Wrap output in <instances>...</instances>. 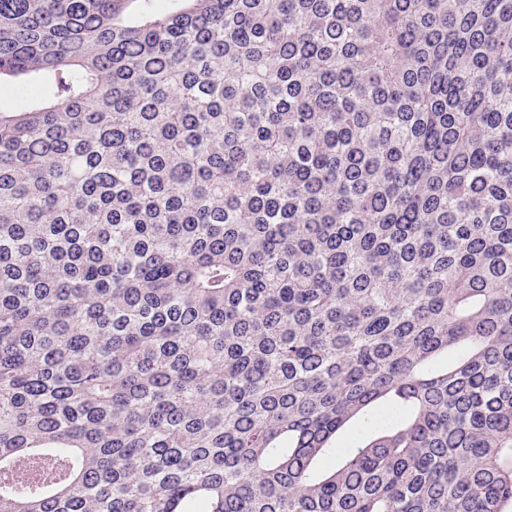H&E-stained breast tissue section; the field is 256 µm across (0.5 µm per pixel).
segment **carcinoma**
Returning <instances> with one entry per match:
<instances>
[{"mask_svg":"<svg viewBox=\"0 0 512 512\" xmlns=\"http://www.w3.org/2000/svg\"><path fill=\"white\" fill-rule=\"evenodd\" d=\"M0 0V512H512V0Z\"/></svg>","mask_w":512,"mask_h":512,"instance_id":"carcinoma-1","label":"carcinoma"}]
</instances>
